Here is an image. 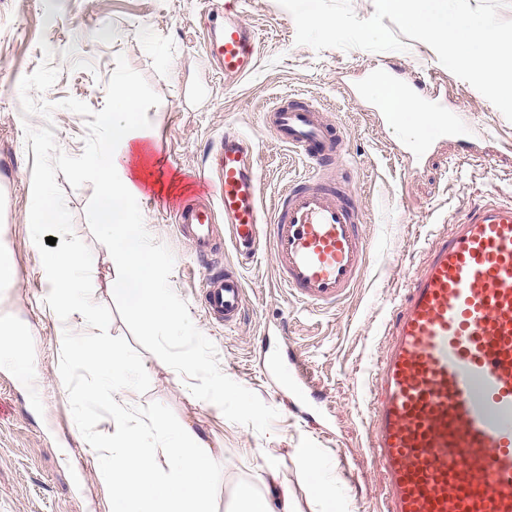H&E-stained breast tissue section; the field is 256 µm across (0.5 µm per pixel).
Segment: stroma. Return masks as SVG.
Returning <instances> with one entry per match:
<instances>
[{
  "mask_svg": "<svg viewBox=\"0 0 512 512\" xmlns=\"http://www.w3.org/2000/svg\"><path fill=\"white\" fill-rule=\"evenodd\" d=\"M206 8L205 0H105L100 9L94 0H0V75L7 77L0 88V259L14 270L11 281L0 283V323L17 330L27 364L20 370L0 363V512H111L99 458L75 425L59 372L57 338L65 324L45 302L44 268L31 238L35 155L25 129L51 126L60 151L81 155L85 119L60 103L72 97L101 110L117 55L160 96L147 111L151 152L166 177L188 184L189 194L215 198L203 173L225 128L233 127L256 149L260 199L271 211L307 165L264 131L260 112L277 97L301 93L344 128L336 182L353 187L364 212L370 249L363 279L328 310L307 311L279 287L269 250L246 260L224 247L221 262L242 272L247 291L245 317L229 327L201 306L203 263L174 222L183 196L134 200L152 260L184 316V339L143 332L136 313L113 296L117 267L86 216L93 187L75 189L64 174L56 176L73 232L92 252V299L110 308V334L141 354L150 378L146 393L126 391V403H163L203 435L223 466L218 512H239L242 487L262 491L258 472L267 458L292 490L297 512H324L303 471L307 452L336 474L338 512H381L362 417L370 396L367 364L384 341L386 303L420 260L430 230L484 198L512 202V121L446 69L429 45L411 39L404 51L318 52L296 44L294 19L278 0H245L243 18L259 36L258 63L246 80L228 86L205 57ZM46 45L59 76L40 98L55 109L48 118L27 117L19 84L40 65ZM371 63L404 84L435 77L448 111L475 132L471 151L431 130L426 156L406 167L398 163L396 127L382 120L383 108L369 93ZM290 349L306 360L327 397L324 411L306 419L286 383ZM203 371L224 385L223 414L208 404Z\"/></svg>",
  "mask_w": 512,
  "mask_h": 512,
  "instance_id": "stroma-1",
  "label": "stroma"
}]
</instances>
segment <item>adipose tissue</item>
Masks as SVG:
<instances>
[{"label":"adipose tissue","instance_id":"1","mask_svg":"<svg viewBox=\"0 0 512 512\" xmlns=\"http://www.w3.org/2000/svg\"><path fill=\"white\" fill-rule=\"evenodd\" d=\"M370 93L386 111L396 114L410 136H421L430 127V114L400 84L379 81L371 86ZM117 97L121 109L106 114L108 136L87 160L100 185L99 225L111 240L113 255L120 260V269L112 277V293L136 312L144 331L176 332L181 328L179 312L158 278L148 236L141 220L134 218L130 204L143 197L146 190L171 193L179 185L164 179L147 149L149 134L137 120V89L127 82L118 83ZM259 480L267 486V493L241 489L242 512H295L287 487L276 482L273 466H266Z\"/></svg>","mask_w":512,"mask_h":512}]
</instances>
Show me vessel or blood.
<instances>
[{
  "mask_svg": "<svg viewBox=\"0 0 512 512\" xmlns=\"http://www.w3.org/2000/svg\"><path fill=\"white\" fill-rule=\"evenodd\" d=\"M206 56L237 83L255 69L258 37L225 0L224 26L207 27ZM311 172L288 188L272 215L259 200L252 143L225 130L208 173L224 209L225 236L250 259L269 246L282 287L313 309L335 305L360 281L368 244L355 196L327 183L344 135L310 101L281 97L261 114ZM215 209L191 199L176 230L197 255L215 250ZM202 304L233 326L246 307L240 272L204 274ZM388 336L370 376L366 462L376 469L385 512H512V203L494 198L430 233L385 321ZM289 384L305 410L319 397L305 362L292 358Z\"/></svg>",
  "mask_w": 512,
  "mask_h": 512,
  "instance_id": "1",
  "label": "vessel or blood"
}]
</instances>
